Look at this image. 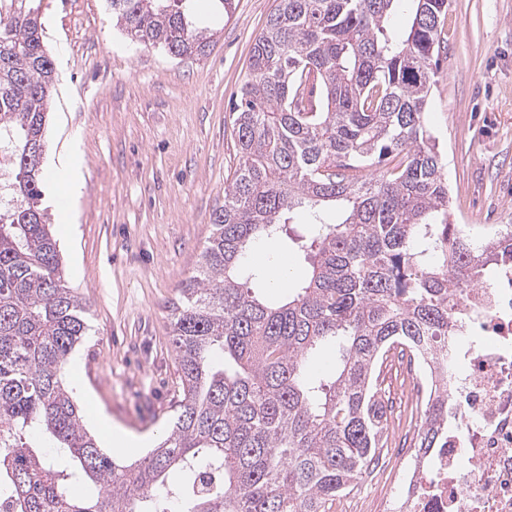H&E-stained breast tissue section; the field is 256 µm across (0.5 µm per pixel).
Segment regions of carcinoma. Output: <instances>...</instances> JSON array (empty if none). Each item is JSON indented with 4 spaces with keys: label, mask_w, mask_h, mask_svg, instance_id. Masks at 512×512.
Returning a JSON list of instances; mask_svg holds the SVG:
<instances>
[{
    "label": "carcinoma",
    "mask_w": 512,
    "mask_h": 512,
    "mask_svg": "<svg viewBox=\"0 0 512 512\" xmlns=\"http://www.w3.org/2000/svg\"><path fill=\"white\" fill-rule=\"evenodd\" d=\"M32 2L0 0V492L15 512H168L172 498L185 512H328L376 455L384 356L447 347L454 298L512 262L511 224L480 239L450 222L424 122L448 0H276L232 108L238 165L170 307L172 430L129 465L99 448L62 378L89 325L39 207L54 64ZM193 2L112 0V16L133 41L204 57ZM297 210L308 266L273 305L245 258ZM425 416L427 451L448 435V398Z\"/></svg>",
    "instance_id": "obj_1"
}]
</instances>
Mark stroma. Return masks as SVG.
<instances>
[{
  "label": "stroma",
  "mask_w": 512,
  "mask_h": 512,
  "mask_svg": "<svg viewBox=\"0 0 512 512\" xmlns=\"http://www.w3.org/2000/svg\"><path fill=\"white\" fill-rule=\"evenodd\" d=\"M56 82L43 204L64 280L89 308L65 372L85 427L96 414L160 442L173 417L169 308L212 232L238 158L232 100L275 0H196L208 55L132 43L108 0H39ZM426 127L446 164L453 223L512 224V0H449ZM75 157L81 189L59 167Z\"/></svg>",
  "instance_id": "35a3bbf8"
}]
</instances>
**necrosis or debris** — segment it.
<instances>
[{
  "instance_id": "1",
  "label": "necrosis or debris",
  "mask_w": 512,
  "mask_h": 512,
  "mask_svg": "<svg viewBox=\"0 0 512 512\" xmlns=\"http://www.w3.org/2000/svg\"><path fill=\"white\" fill-rule=\"evenodd\" d=\"M472 336L446 357L421 352L409 395L447 393L452 431L441 447L405 449L381 497L365 489L347 512H512V265L464 289Z\"/></svg>"
}]
</instances>
